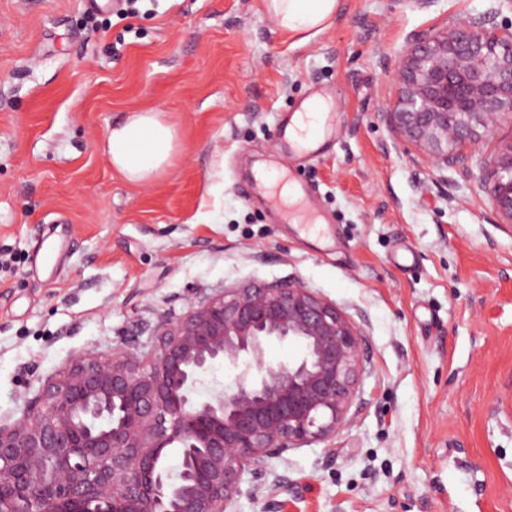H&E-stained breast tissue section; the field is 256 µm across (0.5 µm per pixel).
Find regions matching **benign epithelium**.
I'll list each match as a JSON object with an SVG mask.
<instances>
[{
  "instance_id": "1",
  "label": "benign epithelium",
  "mask_w": 512,
  "mask_h": 512,
  "mask_svg": "<svg viewBox=\"0 0 512 512\" xmlns=\"http://www.w3.org/2000/svg\"><path fill=\"white\" fill-rule=\"evenodd\" d=\"M492 11L412 34L398 91L379 113L439 170L466 161L512 123V25ZM493 210L512 223V139L483 160ZM150 355L125 339L48 378L27 415L0 422V512H229L242 475L269 458L336 436L359 387L362 333L295 280L226 288L154 330ZM296 340L286 367L265 361ZM236 370L222 397L192 398L217 360ZM174 446L182 481L163 452ZM303 353L300 343L294 341H273L266 347V362L273 366L288 365Z\"/></svg>"
}]
</instances>
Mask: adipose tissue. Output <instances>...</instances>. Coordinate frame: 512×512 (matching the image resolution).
<instances>
[{"mask_svg":"<svg viewBox=\"0 0 512 512\" xmlns=\"http://www.w3.org/2000/svg\"><path fill=\"white\" fill-rule=\"evenodd\" d=\"M266 5L281 29L297 34L324 30L338 0H266ZM178 148L177 130L160 112H131L106 135L112 166L136 184L151 182L165 172Z\"/></svg>","mask_w":512,"mask_h":512,"instance_id":"1","label":"adipose tissue"}]
</instances>
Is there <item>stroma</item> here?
Instances as JSON below:
<instances>
[{"label":"stroma","instance_id":"obj_1","mask_svg":"<svg viewBox=\"0 0 512 512\" xmlns=\"http://www.w3.org/2000/svg\"><path fill=\"white\" fill-rule=\"evenodd\" d=\"M507 0H339L308 39L265 0H0V420L43 381L120 339L152 345L189 298L294 279L350 316L368 363L336 437L244 475L232 512H512V226L475 151L436 170L379 121L412 32ZM334 94L324 155L282 151L277 124ZM132 110L179 134L172 166L129 183L102 145ZM286 170L324 220L305 235L243 197ZM287 476L288 488L273 481Z\"/></svg>","mask_w":512,"mask_h":512}]
</instances>
